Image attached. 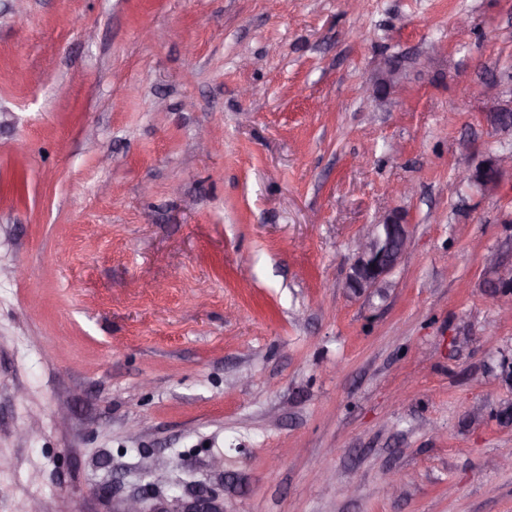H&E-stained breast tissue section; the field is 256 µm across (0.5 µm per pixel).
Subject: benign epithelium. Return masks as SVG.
Instances as JSON below:
<instances>
[{
    "mask_svg": "<svg viewBox=\"0 0 512 512\" xmlns=\"http://www.w3.org/2000/svg\"><path fill=\"white\" fill-rule=\"evenodd\" d=\"M512 168V153L494 157L477 175L486 185L497 182L501 173ZM374 231L361 236L356 243L355 258L350 266L345 287L354 293L375 287L401 264L408 249L409 230L399 213H392L373 225ZM486 271L497 276L493 287L512 285V275L504 276L497 255L484 256Z\"/></svg>",
    "mask_w": 512,
    "mask_h": 512,
    "instance_id": "benign-epithelium-1",
    "label": "benign epithelium"
}]
</instances>
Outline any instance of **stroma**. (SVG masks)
Wrapping results in <instances>:
<instances>
[{"instance_id": "35a3bbf8", "label": "stroma", "mask_w": 512, "mask_h": 512, "mask_svg": "<svg viewBox=\"0 0 512 512\" xmlns=\"http://www.w3.org/2000/svg\"><path fill=\"white\" fill-rule=\"evenodd\" d=\"M511 107L512 0H0V512H512ZM508 168H512V153L494 157L486 167L480 170L478 175V170L473 172L471 176L468 173L469 171L464 170L463 177L472 178L477 175L476 177L479 182L484 183V185H490L496 183L501 173ZM372 226L371 234L357 240L355 258L345 283L354 293L374 288L401 264L407 253L408 224H403L399 213H392ZM377 228L382 232L377 233Z\"/></svg>"}]
</instances>
